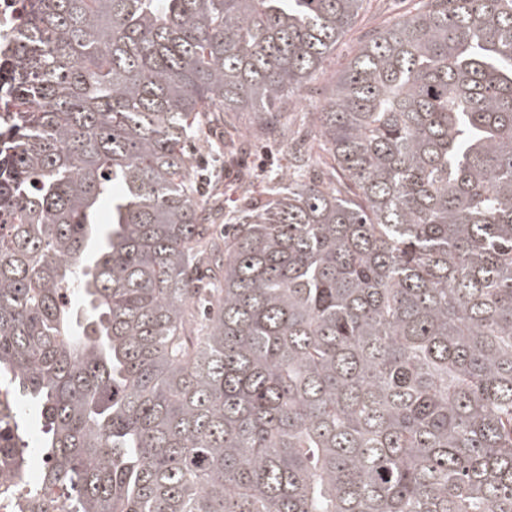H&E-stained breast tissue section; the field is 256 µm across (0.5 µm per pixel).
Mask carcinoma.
Instances as JSON below:
<instances>
[{
	"label": "carcinoma",
	"mask_w": 512,
	"mask_h": 512,
	"mask_svg": "<svg viewBox=\"0 0 512 512\" xmlns=\"http://www.w3.org/2000/svg\"><path fill=\"white\" fill-rule=\"evenodd\" d=\"M27 2L0 459L24 471L21 395L73 512H512V0H415L361 41L228 226L190 137H276L367 0Z\"/></svg>",
	"instance_id": "obj_1"
}]
</instances>
